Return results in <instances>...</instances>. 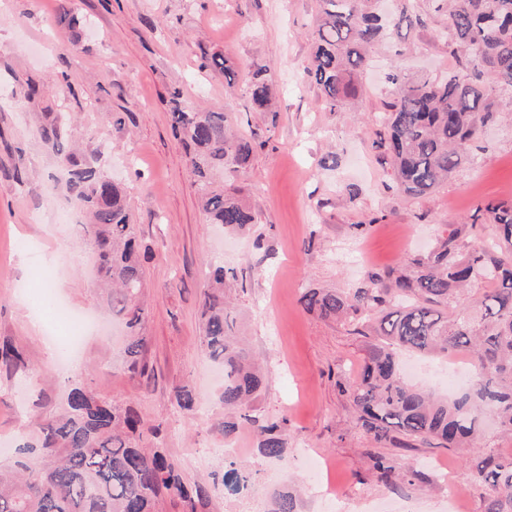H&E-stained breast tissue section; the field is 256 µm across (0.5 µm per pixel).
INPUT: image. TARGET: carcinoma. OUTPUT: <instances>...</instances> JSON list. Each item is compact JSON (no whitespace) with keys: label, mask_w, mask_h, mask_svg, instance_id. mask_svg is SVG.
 Wrapping results in <instances>:
<instances>
[{"label":"carcinoma","mask_w":512,"mask_h":512,"mask_svg":"<svg viewBox=\"0 0 512 512\" xmlns=\"http://www.w3.org/2000/svg\"><path fill=\"white\" fill-rule=\"evenodd\" d=\"M378 2L318 0L308 74L331 112L359 93L373 44L404 25L427 24L426 16L414 9V0H404L392 16L382 14ZM430 2L434 12L448 17L456 69L439 79L388 73L397 92L385 103V136L378 144L400 188L414 196L456 171L481 127L498 117L495 91H512V0ZM250 91L254 110L268 111L271 89L265 70L254 73ZM171 126L189 150L197 193L211 223L233 234L250 232L256 218L239 197L235 181L249 164L251 141L231 131L222 112L177 108L171 112ZM40 136L71 167L68 190L90 216L87 233L108 288L106 301L124 321L126 371L135 375L146 343L141 254L148 247L130 220L126 190L76 159L59 118H47ZM476 218L492 226L491 238L468 255L462 229L455 228L438 237L429 255L371 275L370 288L351 296L310 289L301 297L303 307L322 318H349L354 335H369L367 321H376L374 341L351 395L358 421L378 443L413 448L417 441L432 440L439 448L471 447L480 437L479 412L484 407L512 434V204H480ZM207 277L200 343L224 367V388L218 396L224 420L215 429L227 438L248 424L260 455L286 464L288 421L266 420L252 407L265 377L235 335L234 307L224 291L228 271L211 262ZM474 282L485 285L476 297L471 295ZM404 350L464 351L475 379L458 397L435 399L404 380L399 368ZM0 363L9 370L24 366L21 353L7 340L0 345ZM67 382L61 409L37 418L29 438L16 449L21 460L0 469V512H159L166 496L207 494L200 485L189 490L160 439V428L145 442L143 420L133 406L99 395L80 369ZM174 398L187 411L201 405L185 386L175 388ZM369 459L387 484L411 483L418 477V471L400 472L381 456L371 453ZM251 478L245 463L226 459L223 474L213 483L237 490ZM476 481L485 491L484 512H512V456L485 455L477 464ZM267 512H300L297 491L286 484L273 490Z\"/></svg>","instance_id":"1"}]
</instances>
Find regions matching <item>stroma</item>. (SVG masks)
I'll list each match as a JSON object with an SVG mask.
<instances>
[{"label":"stroma","instance_id":"35a3bbf8","mask_svg":"<svg viewBox=\"0 0 512 512\" xmlns=\"http://www.w3.org/2000/svg\"><path fill=\"white\" fill-rule=\"evenodd\" d=\"M317 0H0V342L10 341L25 366L0 365V444H12L27 422L54 410L67 381L41 340L52 331L36 305L44 288L73 311L111 313L96 284V258L67 190L68 168L38 130L46 114L62 116L78 159L128 189L131 219L150 248L145 261L148 371L121 366L124 338L86 335L79 357L100 394L137 408L144 429L161 427L166 448L189 485L207 496L166 498L159 512H238L212 485L222 467V380L202 348L200 304L209 262L224 264L241 284L235 308L241 332L266 385L253 406L287 419L284 480L301 490V512H484L475 466L490 451L512 455V436L487 425L467 452L418 443L377 444L359 425L350 386L369 338L324 319L300 303L309 288L343 294L367 287L368 275L426 254L445 230L463 228L465 251L490 233L469 225L479 204L512 202V112L482 130L470 163L433 192L413 198L378 159V119L393 88L385 74L451 72L446 18L402 29L372 52L367 90L338 111L324 109L310 78ZM76 25H69L68 16ZM230 59L234 82L212 70V54ZM265 69L271 109L254 111L251 76ZM36 96L15 103L18 83ZM226 113L254 145L237 181L256 215L249 236L209 223L173 109ZM336 165L324 167L328 155ZM40 332H33L32 321ZM206 399V417L181 409L174 387ZM378 452L419 480L390 486L371 468ZM457 486L456 504L448 502Z\"/></svg>","mask_w":512,"mask_h":512}]
</instances>
